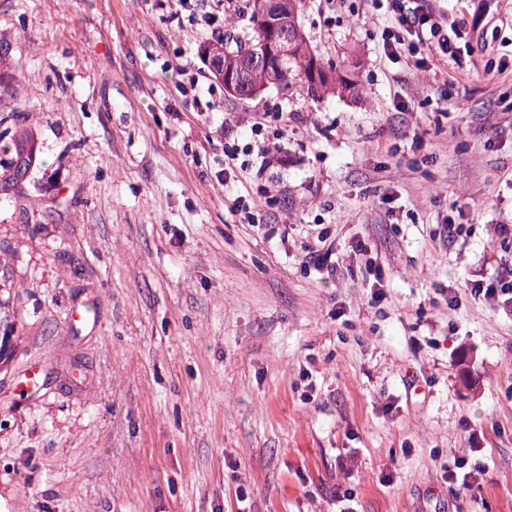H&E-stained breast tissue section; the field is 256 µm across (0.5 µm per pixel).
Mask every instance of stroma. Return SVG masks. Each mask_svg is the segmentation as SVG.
Masks as SVG:
<instances>
[{"label":"stroma","instance_id":"obj_1","mask_svg":"<svg viewBox=\"0 0 512 512\" xmlns=\"http://www.w3.org/2000/svg\"><path fill=\"white\" fill-rule=\"evenodd\" d=\"M428 6L465 20L445 71L388 59L372 0H302L359 92L241 101L187 10L0 0V115L37 142L21 192L47 213L0 205L7 512H512V301L471 292L512 267V0ZM184 65L219 106L181 95ZM256 138L281 162L219 184ZM321 232L330 275L306 262ZM461 457L486 473L457 496ZM8 246L0 244V363L7 360L12 352L15 334L17 333V322L20 320V313L15 301L12 280L8 268L2 260L3 254L10 252Z\"/></svg>","mask_w":512,"mask_h":512}]
</instances>
